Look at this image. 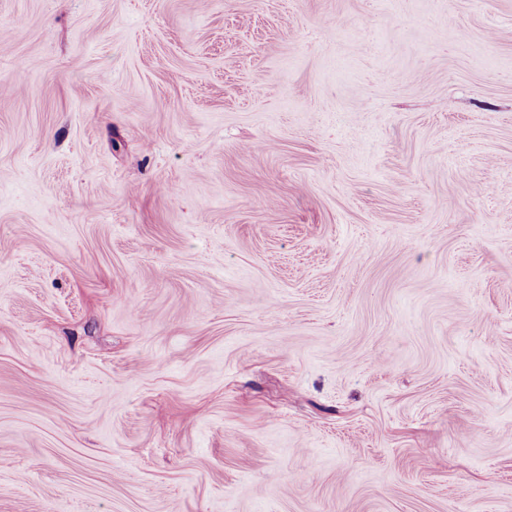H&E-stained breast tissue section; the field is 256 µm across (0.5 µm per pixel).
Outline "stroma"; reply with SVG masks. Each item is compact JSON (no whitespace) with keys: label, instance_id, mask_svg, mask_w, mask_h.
I'll return each mask as SVG.
<instances>
[{"label":"stroma","instance_id":"obj_1","mask_svg":"<svg viewBox=\"0 0 512 512\" xmlns=\"http://www.w3.org/2000/svg\"><path fill=\"white\" fill-rule=\"evenodd\" d=\"M0 512H512V0H0Z\"/></svg>","mask_w":512,"mask_h":512}]
</instances>
